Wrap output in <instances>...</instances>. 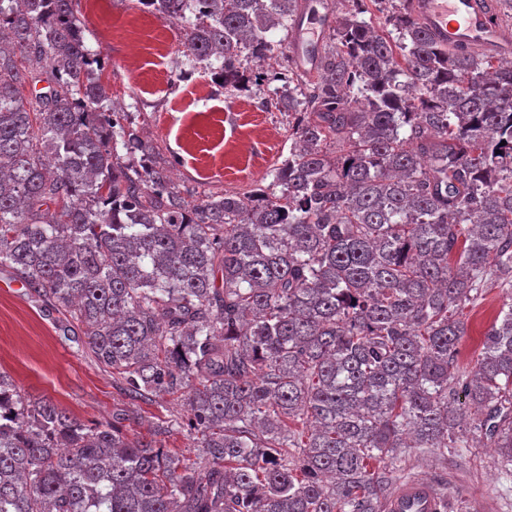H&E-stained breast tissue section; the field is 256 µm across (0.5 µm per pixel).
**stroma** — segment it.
I'll return each instance as SVG.
<instances>
[{
  "mask_svg": "<svg viewBox=\"0 0 512 512\" xmlns=\"http://www.w3.org/2000/svg\"><path fill=\"white\" fill-rule=\"evenodd\" d=\"M89 47L104 60L102 82L125 108L143 103L145 135L172 162L180 186L200 192H246L287 157L293 139L287 113L259 107L263 86L218 90L210 74L190 72L180 25L145 10L138 0H76ZM507 298L489 289L462 308L468 332L458 369L472 371L484 334ZM0 371L28 399H47L86 425L111 422L127 399L111 372L88 348L57 328V316L0 267ZM394 481L438 480L454 496L456 512H512V483L500 475L493 448H452L440 456L405 448L391 466Z\"/></svg>",
  "mask_w": 512,
  "mask_h": 512,
  "instance_id": "35a3bbf8",
  "label": "stroma"
}]
</instances>
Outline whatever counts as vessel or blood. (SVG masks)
Instances as JSON below:
<instances>
[{"mask_svg":"<svg viewBox=\"0 0 512 512\" xmlns=\"http://www.w3.org/2000/svg\"><path fill=\"white\" fill-rule=\"evenodd\" d=\"M412 19L430 38L452 53L489 60L512 58V25L504 23L495 0H412ZM330 13L306 0L288 42L291 63L312 70L317 50L331 28ZM450 500L433 482L412 477L386 501L385 512H449Z\"/></svg>","mask_w":512,"mask_h":512,"instance_id":"b4317fda","label":"vessel or blood"}]
</instances>
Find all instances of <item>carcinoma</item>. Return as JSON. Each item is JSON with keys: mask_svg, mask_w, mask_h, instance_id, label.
Returning a JSON list of instances; mask_svg holds the SVG:
<instances>
[{"mask_svg": "<svg viewBox=\"0 0 512 512\" xmlns=\"http://www.w3.org/2000/svg\"><path fill=\"white\" fill-rule=\"evenodd\" d=\"M351 2L312 75L268 36L299 0H139L219 88L290 83L267 103L294 148L218 195L181 189L109 105L74 0H0V266L130 404L183 392L189 414L130 438L135 412L87 428L0 372V512H380L381 463L469 432L512 466V303L466 379L456 317L512 297V64L448 52L407 0ZM183 427L204 464L165 448Z\"/></svg>", "mask_w": 512, "mask_h": 512, "instance_id": "1", "label": "carcinoma"}]
</instances>
